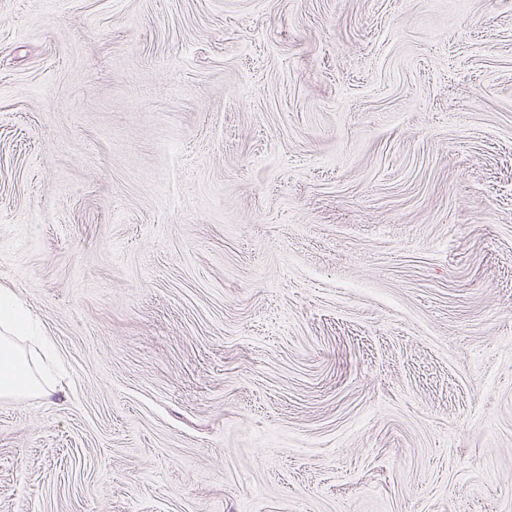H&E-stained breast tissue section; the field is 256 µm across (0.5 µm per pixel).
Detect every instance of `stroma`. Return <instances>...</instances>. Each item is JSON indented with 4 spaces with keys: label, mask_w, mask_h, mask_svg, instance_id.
Segmentation results:
<instances>
[{
    "label": "stroma",
    "mask_w": 512,
    "mask_h": 512,
    "mask_svg": "<svg viewBox=\"0 0 512 512\" xmlns=\"http://www.w3.org/2000/svg\"><path fill=\"white\" fill-rule=\"evenodd\" d=\"M0 512H512V0H0ZM0 328L7 335L0 336V398L19 400L32 393L49 395L55 386L49 383L47 374L33 369L26 355L19 351L11 336H30L29 320L17 299L8 292H0ZM38 374V375H37Z\"/></svg>",
    "instance_id": "1"
}]
</instances>
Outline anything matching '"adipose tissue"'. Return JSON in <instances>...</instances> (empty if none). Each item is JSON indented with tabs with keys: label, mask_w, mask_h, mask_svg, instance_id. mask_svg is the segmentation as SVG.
Returning <instances> with one entry per match:
<instances>
[{
	"label": "adipose tissue",
	"mask_w": 512,
	"mask_h": 512,
	"mask_svg": "<svg viewBox=\"0 0 512 512\" xmlns=\"http://www.w3.org/2000/svg\"><path fill=\"white\" fill-rule=\"evenodd\" d=\"M29 333V320L17 299L0 292V398L20 399L43 392L49 377L36 373L30 360L12 342Z\"/></svg>",
	"instance_id": "ef3b65f1"
}]
</instances>
